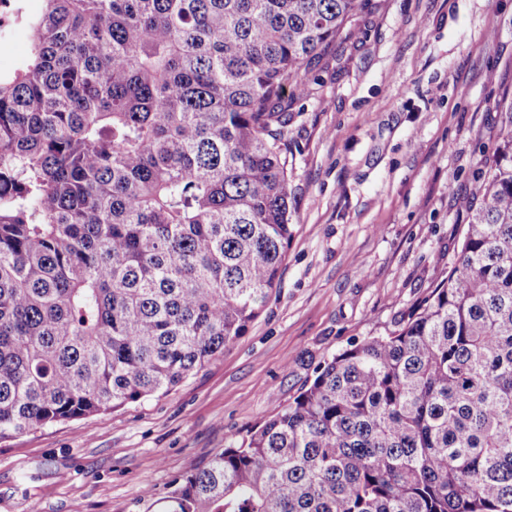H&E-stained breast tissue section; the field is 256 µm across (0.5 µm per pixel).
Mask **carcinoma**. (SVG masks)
<instances>
[{"label":"carcinoma","mask_w":512,"mask_h":512,"mask_svg":"<svg viewBox=\"0 0 512 512\" xmlns=\"http://www.w3.org/2000/svg\"><path fill=\"white\" fill-rule=\"evenodd\" d=\"M363 0H42L0 71V439L167 394L292 236L288 95ZM447 277L165 512H512V101ZM28 47V31L22 27L13 28L9 45L4 49H0V70L15 68L26 55Z\"/></svg>","instance_id":"cac0c4a2"}]
</instances>
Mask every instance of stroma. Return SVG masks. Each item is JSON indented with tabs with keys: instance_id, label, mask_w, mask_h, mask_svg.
I'll return each instance as SVG.
<instances>
[{
	"instance_id": "1",
	"label": "stroma",
	"mask_w": 512,
	"mask_h": 512,
	"mask_svg": "<svg viewBox=\"0 0 512 512\" xmlns=\"http://www.w3.org/2000/svg\"><path fill=\"white\" fill-rule=\"evenodd\" d=\"M309 78L288 99L293 235L245 335L168 395L0 440V512H160L447 275L502 134L512 0H364Z\"/></svg>"
}]
</instances>
